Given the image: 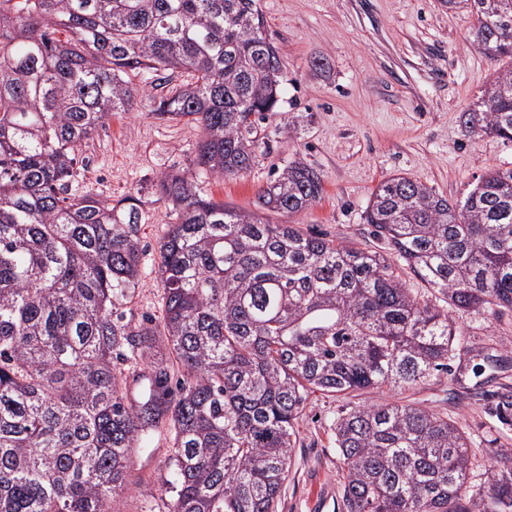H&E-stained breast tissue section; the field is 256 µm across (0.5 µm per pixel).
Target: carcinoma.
Returning a JSON list of instances; mask_svg holds the SVG:
<instances>
[{"mask_svg": "<svg viewBox=\"0 0 512 512\" xmlns=\"http://www.w3.org/2000/svg\"><path fill=\"white\" fill-rule=\"evenodd\" d=\"M448 8L471 13L480 53L512 57V0ZM150 76L169 87L154 114L202 136L194 170L159 178L175 219L162 315L136 322L122 307L140 283V200L69 188L78 146ZM282 82L258 0H0V512H119L133 452L163 425L169 512H277L309 394L402 391L472 354L503 363L461 343L452 313L512 312V168L462 200L383 181L363 213L381 251L200 195L197 176L254 166ZM460 124L512 142V67ZM321 192L293 160L255 206L292 215ZM491 398L511 427L512 387ZM336 450L346 512H512V452L471 490L465 432L438 412L362 402L337 418Z\"/></svg>", "mask_w": 512, "mask_h": 512, "instance_id": "obj_1", "label": "carcinoma"}]
</instances>
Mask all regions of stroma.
Returning <instances> with one entry per match:
<instances>
[{"label": "stroma", "mask_w": 512, "mask_h": 512, "mask_svg": "<svg viewBox=\"0 0 512 512\" xmlns=\"http://www.w3.org/2000/svg\"><path fill=\"white\" fill-rule=\"evenodd\" d=\"M266 35L283 62V102L263 124L258 161L235 177L201 175L198 188L228 207L249 211L259 189L296 158L322 177L320 200L293 214L272 216L360 248L371 246L361 216L382 181L403 175L451 199L465 195L488 171L512 168V142L464 136L459 116L476 102L499 68L470 44L474 20L448 0H260ZM158 92L147 88L134 109L118 112L79 147L83 166L73 191L117 201L141 199L138 236L145 254L140 284L128 314L160 318L163 288L159 244L172 223L156 200L162 173L191 168L199 127L153 115ZM301 124L289 137L287 124ZM461 340L473 347L512 351V316L459 314ZM487 391L512 386V369L493 372L478 358L464 361L459 376L440 375L409 390L380 389L369 402L403 401L447 414L466 433L472 486L487 488L497 453L512 451V429H502L489 403L473 396V382ZM353 398L309 395L296 424L297 444L281 490L279 512H320L315 493L328 494L321 512H345L344 464L336 450L337 418ZM169 433L156 431L131 458L133 483L118 499L120 512H168L171 477ZM148 482L151 493L140 491Z\"/></svg>", "instance_id": "35a3bbf8"}]
</instances>
